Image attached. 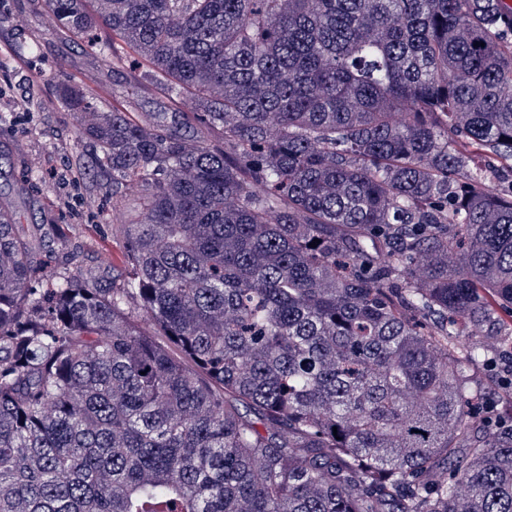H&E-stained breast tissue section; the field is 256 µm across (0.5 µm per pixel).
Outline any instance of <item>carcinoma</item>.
I'll return each instance as SVG.
<instances>
[{"mask_svg": "<svg viewBox=\"0 0 512 512\" xmlns=\"http://www.w3.org/2000/svg\"><path fill=\"white\" fill-rule=\"evenodd\" d=\"M501 2L43 0L169 111L57 90L120 282L0 203V512H512L473 421L512 362ZM501 361H494L489 360L486 362L479 370V376L481 377L483 383L487 386V395L486 400L488 401H494V398L497 393V380L499 378V383L502 388L507 389L510 385V380L512 382V379L506 377L505 375H508V362L504 361L505 366L502 368V371L504 375H501L499 377V369L497 366L493 364H500ZM485 400V401H486Z\"/></svg>", "mask_w": 512, "mask_h": 512, "instance_id": "carcinoma-1", "label": "carcinoma"}]
</instances>
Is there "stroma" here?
<instances>
[{
    "label": "stroma",
    "instance_id": "obj_1",
    "mask_svg": "<svg viewBox=\"0 0 512 512\" xmlns=\"http://www.w3.org/2000/svg\"><path fill=\"white\" fill-rule=\"evenodd\" d=\"M0 43L16 53L34 52L22 66L0 59V148L11 156L7 183L18 190L23 230L37 228L55 270L79 267L107 283L123 278V227L112 221V177L98 171L94 148L77 143L71 114L53 100L62 81L94 80L105 94L157 112L155 90L129 95L130 74L105 68L99 54L58 39L43 0H0Z\"/></svg>",
    "mask_w": 512,
    "mask_h": 512
}]
</instances>
